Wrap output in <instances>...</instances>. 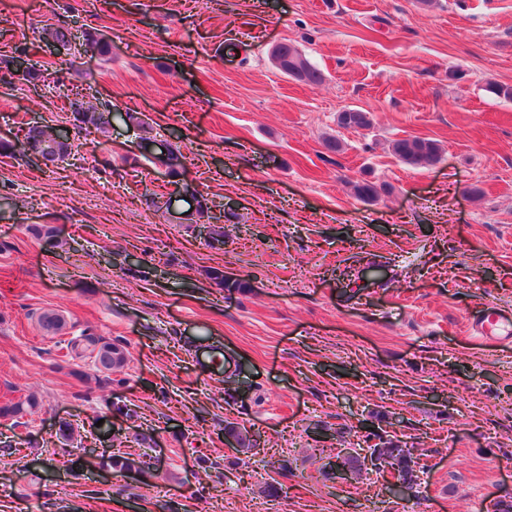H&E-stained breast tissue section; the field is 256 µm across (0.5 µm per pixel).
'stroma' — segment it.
Listing matches in <instances>:
<instances>
[{"mask_svg": "<svg viewBox=\"0 0 512 512\" xmlns=\"http://www.w3.org/2000/svg\"><path fill=\"white\" fill-rule=\"evenodd\" d=\"M58 21L108 55L66 64L40 39ZM280 40L323 86L275 67ZM18 46L44 78L0 72V140L89 93L181 146L212 219L156 210L173 187L119 121L54 167L0 156V405L39 402L0 418V512H493L512 492V345L468 330L482 305L512 311V101L486 89L512 86V0H0V55ZM346 106L372 127H339ZM412 136L441 161L403 163L391 143ZM360 179L387 191L361 201ZM82 335L127 364L71 359ZM205 345L233 366H204ZM230 423L260 448L229 447ZM378 427L420 454L409 502L336 478ZM123 453L144 471L107 467ZM287 42L280 41L270 48V56L274 57L279 69L289 74L293 79L297 78V71L288 63V57L296 62L301 70V78L298 80L309 87L321 86L326 76L322 69L310 62L296 47L288 46V57L283 55V46Z\"/></svg>", "mask_w": 512, "mask_h": 512, "instance_id": "35a3bbf8", "label": "stroma"}]
</instances>
